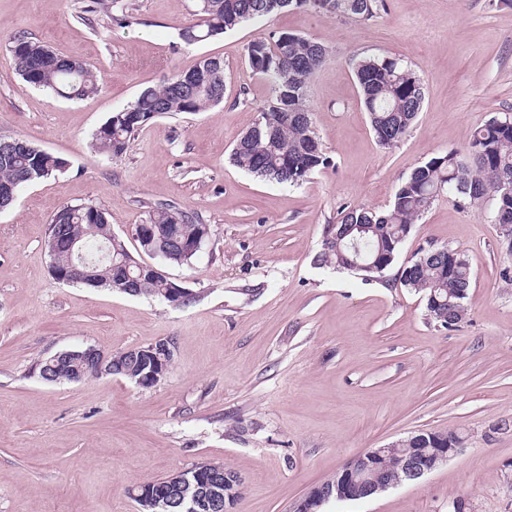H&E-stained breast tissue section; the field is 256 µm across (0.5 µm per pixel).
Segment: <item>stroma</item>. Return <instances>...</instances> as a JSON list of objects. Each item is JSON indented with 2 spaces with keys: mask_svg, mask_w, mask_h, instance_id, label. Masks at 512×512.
Wrapping results in <instances>:
<instances>
[{
  "mask_svg": "<svg viewBox=\"0 0 512 512\" xmlns=\"http://www.w3.org/2000/svg\"><path fill=\"white\" fill-rule=\"evenodd\" d=\"M92 0H0V136L69 162L0 214V512H138L131 486L201 461L243 483L231 512H294L355 456L421 431H454L460 451L421 479L322 512H512V250L493 204L443 195L414 224L383 281L317 260L342 209H383L431 157L465 151L473 130L512 113V5L384 0L368 20L294 10L210 42L178 37L194 0H120L124 23L80 20ZM279 31L311 36L328 59L307 103L328 167L302 184L264 181L230 152L272 97L245 48ZM37 39L103 79L67 100L27 86L9 36ZM224 61V100L158 119L118 158L92 138L113 111L201 58ZM402 59L425 99L399 143L380 146L359 99L356 61ZM93 202L137 250L151 206L208 224L191 265H163L198 301L173 307L55 280L45 242L63 206ZM464 250L472 281L458 327L396 284L427 242ZM159 339L175 357L155 387L113 376L48 384L37 360L92 345Z\"/></svg>",
  "mask_w": 512,
  "mask_h": 512,
  "instance_id": "stroma-1",
  "label": "stroma"
}]
</instances>
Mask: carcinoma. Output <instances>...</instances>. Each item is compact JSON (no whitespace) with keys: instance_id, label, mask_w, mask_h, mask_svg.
<instances>
[{"instance_id":"carcinoma-1","label":"carcinoma","mask_w":512,"mask_h":512,"mask_svg":"<svg viewBox=\"0 0 512 512\" xmlns=\"http://www.w3.org/2000/svg\"><path fill=\"white\" fill-rule=\"evenodd\" d=\"M383 0H195V19L178 29L179 39L194 45L221 37L242 24L271 18L286 9L312 10L324 16L373 18ZM9 50L17 73L29 86L53 92L66 99H80L100 89L97 73L85 64L58 55L47 45L26 36L10 38ZM327 47L302 34L281 32L251 41L246 57L251 70L272 84V97L258 118L235 144L230 159L235 166L256 178L295 186L329 160L318 148V137L306 91L311 78L325 63ZM360 100L367 112L378 144L398 143L415 123L424 102V87L418 75L398 58H361L354 66ZM224 98V63L204 57L193 68L177 72L157 87L143 90L130 105L111 114L94 135V148L117 158L128 148L135 134L167 115L202 112L219 105ZM22 146L0 153V181L11 183L15 191L47 179L67 167V161L34 143L20 139ZM452 194L463 207H479L495 201V223L512 224V119L492 116L477 127L468 154L457 151L430 158L417 166L398 186L388 208L373 211L347 207L336 224L329 227L318 261L338 270L362 276L366 282L383 278L395 262L412 224L444 194ZM148 223L161 229L163 236L193 237L201 232L198 217L170 203H159L148 211ZM64 233L79 237L88 259H96L100 247L112 246L139 276V260L112 227L100 207L83 202L66 205L52 218L48 234ZM140 248L164 264L188 265L195 254L185 253L165 241L142 244ZM443 253L411 263L399 272V283L423 295L432 303L429 316L441 327L454 329L467 314L465 300L471 286V268L464 251L437 246ZM379 259V270L365 273L357 263ZM93 288L120 291L106 265L93 270ZM165 283L144 275L132 296H151L162 302ZM94 377L75 358L62 360L51 369L47 359L35 366L44 382L72 381V375ZM414 444L405 439L386 449L380 465L398 480L404 477L403 460Z\"/></svg>"}]
</instances>
